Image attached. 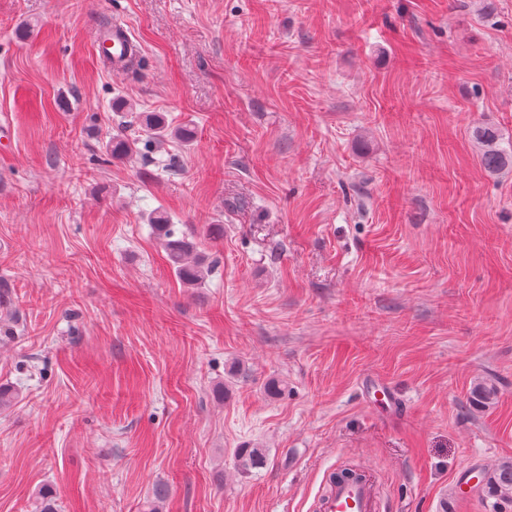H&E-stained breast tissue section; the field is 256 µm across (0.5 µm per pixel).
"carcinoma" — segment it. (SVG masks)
Wrapping results in <instances>:
<instances>
[{
	"instance_id": "cac0c4a2",
	"label": "carcinoma",
	"mask_w": 512,
	"mask_h": 512,
	"mask_svg": "<svg viewBox=\"0 0 512 512\" xmlns=\"http://www.w3.org/2000/svg\"><path fill=\"white\" fill-rule=\"evenodd\" d=\"M139 119L151 138L161 142L173 137L185 146L192 144L193 132L186 128L172 129L166 119L154 112L142 113ZM472 138L480 148V161L486 172L498 174L512 170V137L504 138L495 127L476 125L471 130ZM110 155L130 154L136 149V142L116 135L105 144ZM149 223L162 242L168 261L176 276L190 288H199L209 270V257L199 251L196 239L178 236L166 213L158 210L150 214ZM265 455L259 448H244L236 454V468L248 473L261 467ZM480 484L486 499L492 500L493 512H504V505H512V460L480 474Z\"/></svg>"
}]
</instances>
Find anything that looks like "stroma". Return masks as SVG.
Wrapping results in <instances>:
<instances>
[{
	"instance_id": "stroma-1",
	"label": "stroma",
	"mask_w": 512,
	"mask_h": 512,
	"mask_svg": "<svg viewBox=\"0 0 512 512\" xmlns=\"http://www.w3.org/2000/svg\"><path fill=\"white\" fill-rule=\"evenodd\" d=\"M0 120V512H320L341 465L386 512H492L453 481L512 460V171L470 135L512 136V0H0ZM138 118L142 124L146 127L147 131L151 135L150 137L159 142L164 141L169 136H173L176 140L181 142L185 146L192 144L194 135L193 132L186 128L170 129L166 119L159 113L147 112L139 113ZM471 135L480 148V161L486 172L512 170V137L505 139L497 128L487 125L472 127ZM149 223L162 242L168 261L176 276L190 288H199L209 270V257L199 251L196 239L177 236L166 213L158 210L150 214Z\"/></svg>"
}]
</instances>
